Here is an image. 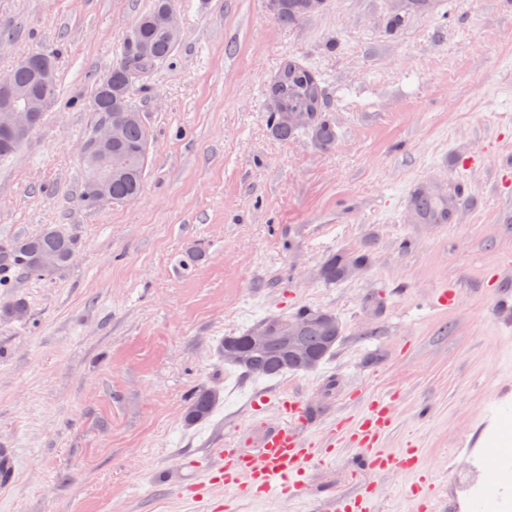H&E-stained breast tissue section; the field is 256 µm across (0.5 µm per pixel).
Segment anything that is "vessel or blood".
<instances>
[{
  "label": "vessel or blood",
  "mask_w": 512,
  "mask_h": 512,
  "mask_svg": "<svg viewBox=\"0 0 512 512\" xmlns=\"http://www.w3.org/2000/svg\"><path fill=\"white\" fill-rule=\"evenodd\" d=\"M388 417L386 408H377L358 429L357 439L365 446L357 461L359 467L378 472L412 466L411 457L386 454L372 446ZM310 424L306 406L292 399L281 405L278 420L262 437L257 454L247 455L236 448L218 449L217 454L224 463L225 488L254 495L290 492L315 455L314 449L306 445L302 436Z\"/></svg>",
  "instance_id": "obj_1"
}]
</instances>
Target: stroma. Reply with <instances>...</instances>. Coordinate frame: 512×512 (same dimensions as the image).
I'll list each match as a JSON object with an SVG mask.
<instances>
[{
	"mask_svg": "<svg viewBox=\"0 0 512 512\" xmlns=\"http://www.w3.org/2000/svg\"><path fill=\"white\" fill-rule=\"evenodd\" d=\"M325 0L285 26L269 0H176L182 35L130 90L150 133L137 200L79 203L96 79L152 0H0V72L56 54L41 125L0 161V246L56 227L76 252L0 289V512H477L488 435L512 409V11L499 0ZM321 79L336 130L279 137L265 88L288 58ZM466 201L451 224L407 212L412 189ZM370 252L358 277L321 267ZM448 291L447 306L435 304ZM333 312L344 335L315 370L254 380L219 348L269 314ZM215 389L186 425L191 390ZM301 400L324 449L296 492L225 489L217 448L253 449ZM388 405L382 451L416 469L360 471L355 431Z\"/></svg>",
	"mask_w": 512,
	"mask_h": 512,
	"instance_id": "35a3bbf8",
	"label": "stroma"
}]
</instances>
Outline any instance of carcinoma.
Here are the masks:
<instances>
[{
	"label": "carcinoma",
	"mask_w": 512,
	"mask_h": 512,
	"mask_svg": "<svg viewBox=\"0 0 512 512\" xmlns=\"http://www.w3.org/2000/svg\"><path fill=\"white\" fill-rule=\"evenodd\" d=\"M167 3L168 0H154L151 9L136 22L135 32L138 33L141 46L146 48V52L137 56L131 47H125L120 60L96 82L91 104L96 116H101L109 109L123 114L133 111L129 101V89L133 83L131 72L136 71L142 77L154 65L167 60L173 53L177 41L171 36L164 22ZM273 7L276 18L286 25H293L309 14L306 0H274ZM14 84L28 98L42 102L44 107L54 94L52 89L43 90L28 67L15 68ZM320 94V86L313 72L295 61L285 63L267 85L270 117L275 132L286 139L296 132L310 129L319 146L327 148L332 145L335 131L326 124L313 125L315 112L319 110ZM288 112H308L309 121L304 125H293L286 118ZM147 143L148 134L141 116L127 121L122 140L113 144L111 150L112 167L115 168L112 173L113 202L122 203L141 193L147 165V155L142 153V147ZM74 252V238L53 227L46 228L35 236L17 238L11 242L8 250H0V288L11 287L9 273L14 269L31 276L41 275V272L29 264V260L36 254L55 255V268L58 269L71 261ZM370 262V254L366 252L346 259L337 258L324 266L323 277L328 281H341L345 279L346 265L352 263L365 268ZM301 336L304 349L325 358L334 349V346L328 345L327 337L333 336L335 341H340L342 327L334 324L327 328L310 327ZM228 365L251 378H272L298 370L295 361H284L283 350L275 341L262 351H248L247 362L230 361ZM218 397L216 391L205 387L193 391L185 408L187 424L192 425L207 419L213 412Z\"/></svg>",
	"instance_id": "obj_1"
}]
</instances>
